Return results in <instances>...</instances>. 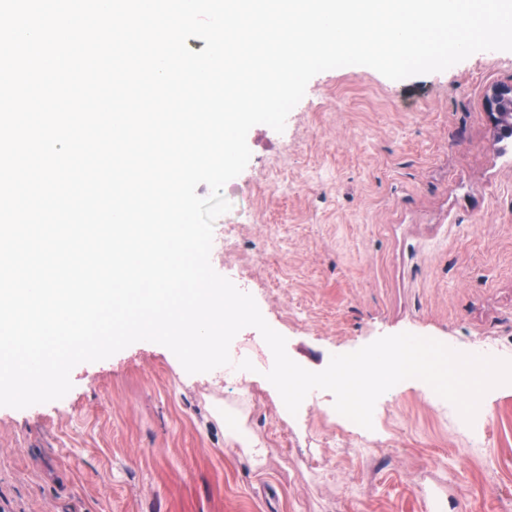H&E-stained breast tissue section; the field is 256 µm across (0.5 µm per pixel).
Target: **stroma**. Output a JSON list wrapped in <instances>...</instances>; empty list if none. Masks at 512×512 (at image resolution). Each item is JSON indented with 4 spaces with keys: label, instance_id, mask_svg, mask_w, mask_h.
<instances>
[{
    "label": "stroma",
    "instance_id": "35a3bbf8",
    "mask_svg": "<svg viewBox=\"0 0 512 512\" xmlns=\"http://www.w3.org/2000/svg\"><path fill=\"white\" fill-rule=\"evenodd\" d=\"M511 81L512 51L401 81L327 70L283 132L250 129L210 262L295 362L320 371L401 332L512 360V142L484 108ZM261 339L235 338L255 365L244 391L140 341L78 364L60 400L0 407V512H427L433 480L452 485L443 512H512V387L469 424L412 379L378 399L367 430L325 390L290 414ZM228 411L255 447L231 445Z\"/></svg>",
    "mask_w": 512,
    "mask_h": 512
}]
</instances>
